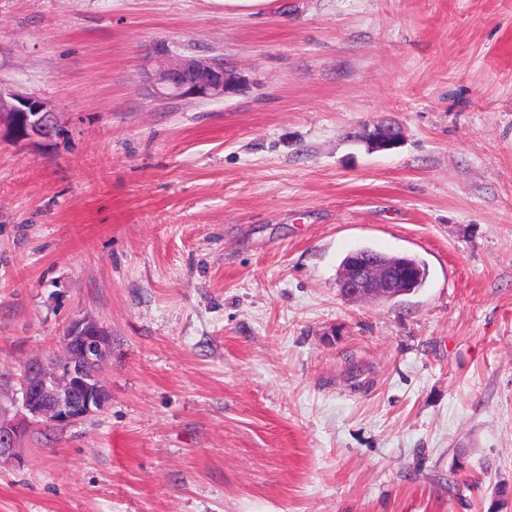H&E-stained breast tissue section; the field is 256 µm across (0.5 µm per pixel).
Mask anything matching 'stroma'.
<instances>
[{"label":"stroma","instance_id":"35a3bbf8","mask_svg":"<svg viewBox=\"0 0 512 512\" xmlns=\"http://www.w3.org/2000/svg\"><path fill=\"white\" fill-rule=\"evenodd\" d=\"M160 40L253 85L159 97ZM0 83L69 128L0 144V412L71 320L110 342L0 512H512V0H0ZM363 247L425 284L344 299ZM346 139L361 142L371 152L398 148L403 140L402 127L391 120H377L346 133ZM388 258L394 259L398 265L403 267V269L411 272V280L414 284V288L411 293L416 292L423 286L427 278V268L423 262L415 257L407 255Z\"/></svg>","mask_w":512,"mask_h":512}]
</instances>
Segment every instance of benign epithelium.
I'll return each mask as SVG.
<instances>
[{"label":"benign epithelium","mask_w":512,"mask_h":512,"mask_svg":"<svg viewBox=\"0 0 512 512\" xmlns=\"http://www.w3.org/2000/svg\"><path fill=\"white\" fill-rule=\"evenodd\" d=\"M153 55L164 65L153 74L158 93L166 98L223 102L249 89V78L222 58H204L176 52L166 41L154 45ZM17 143L47 148L66 134L45 99L0 85V136ZM371 152L401 145L402 127L377 120L346 133ZM409 277L401 267L358 256L345 264L338 277L340 294L350 300H393L402 294ZM66 362L36 363L24 369L20 380V409L8 418L0 413V463L14 458L16 448L35 424L67 425L100 412L107 401L100 378L89 370L90 359L108 350V338L85 318L73 320L61 338Z\"/></svg>","instance_id":"benign-epithelium-1"}]
</instances>
